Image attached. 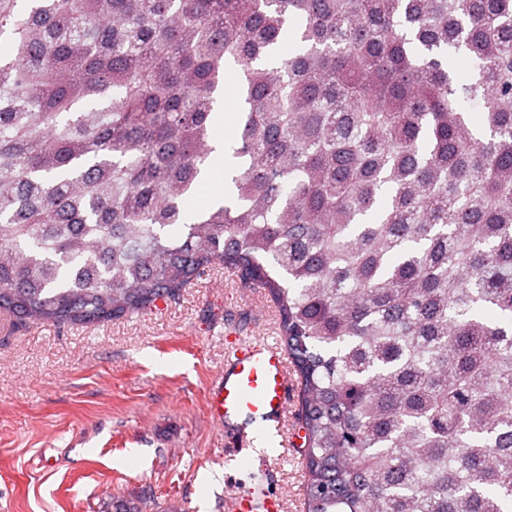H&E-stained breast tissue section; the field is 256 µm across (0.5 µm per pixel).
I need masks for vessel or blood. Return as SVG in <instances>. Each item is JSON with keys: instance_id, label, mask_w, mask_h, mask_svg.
<instances>
[{"instance_id": "vessel-or-blood-1", "label": "vessel or blood", "mask_w": 512, "mask_h": 512, "mask_svg": "<svg viewBox=\"0 0 512 512\" xmlns=\"http://www.w3.org/2000/svg\"><path fill=\"white\" fill-rule=\"evenodd\" d=\"M293 391L288 377V354L278 345L255 339H241L224 365V375L213 385L209 408L224 422L250 421L256 417L283 419ZM280 512L275 494L256 483L236 499L238 512Z\"/></svg>"}]
</instances>
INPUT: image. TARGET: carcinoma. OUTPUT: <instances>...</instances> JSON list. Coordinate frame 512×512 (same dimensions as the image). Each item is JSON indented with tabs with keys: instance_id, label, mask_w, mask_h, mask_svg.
I'll return each mask as SVG.
<instances>
[{
	"instance_id": "obj_1",
	"label": "carcinoma",
	"mask_w": 512,
	"mask_h": 512,
	"mask_svg": "<svg viewBox=\"0 0 512 512\" xmlns=\"http://www.w3.org/2000/svg\"><path fill=\"white\" fill-rule=\"evenodd\" d=\"M0 40L1 314L221 265L278 308L308 512H512V0H0ZM233 72L226 70L224 74V99L221 101V108L224 111H218L215 113L214 120L217 125L218 138L216 140L219 150L215 156L224 161V117H226V122L229 124H233L237 116V112L235 109L238 108L237 102L233 96L228 94V87L234 84L235 78L233 77ZM225 84H226V93H225ZM224 112V113H223ZM219 185L221 191H224V168H213L210 179L203 182L199 188L197 195L192 199L191 207L199 209L207 205L212 198V188Z\"/></svg>"
}]
</instances>
